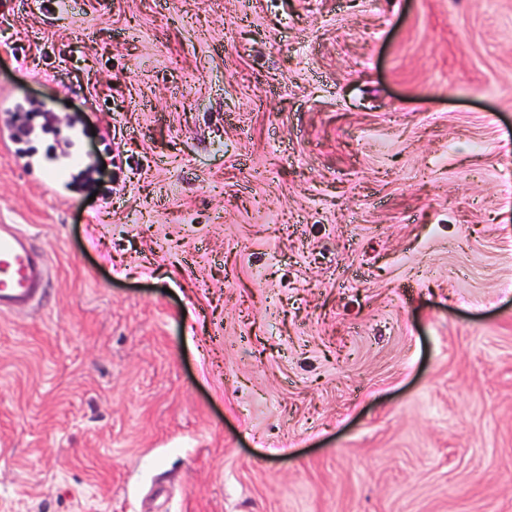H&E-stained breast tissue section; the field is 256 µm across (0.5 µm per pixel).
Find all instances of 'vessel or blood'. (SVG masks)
<instances>
[{
	"instance_id": "vessel-or-blood-1",
	"label": "vessel or blood",
	"mask_w": 512,
	"mask_h": 512,
	"mask_svg": "<svg viewBox=\"0 0 512 512\" xmlns=\"http://www.w3.org/2000/svg\"><path fill=\"white\" fill-rule=\"evenodd\" d=\"M46 268L18 225L0 224V313L30 307L46 286Z\"/></svg>"
}]
</instances>
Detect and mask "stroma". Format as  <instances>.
<instances>
[{
  "label": "stroma",
  "instance_id": "stroma-1",
  "mask_svg": "<svg viewBox=\"0 0 512 512\" xmlns=\"http://www.w3.org/2000/svg\"><path fill=\"white\" fill-rule=\"evenodd\" d=\"M80 122L0 223V512H512V0H0ZM46 39L44 52L35 42ZM47 259L16 224H0V313L30 307L46 287Z\"/></svg>",
  "mask_w": 512,
  "mask_h": 512
}]
</instances>
